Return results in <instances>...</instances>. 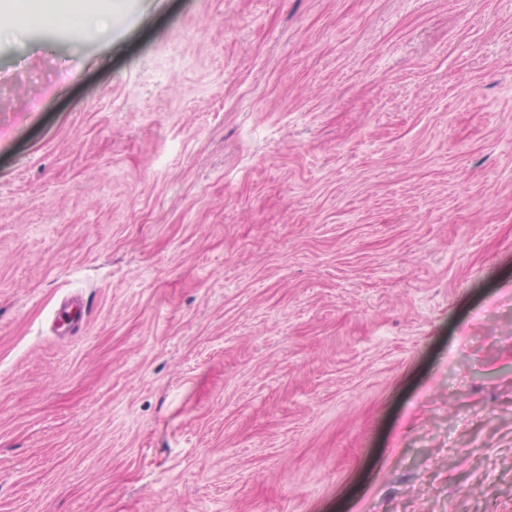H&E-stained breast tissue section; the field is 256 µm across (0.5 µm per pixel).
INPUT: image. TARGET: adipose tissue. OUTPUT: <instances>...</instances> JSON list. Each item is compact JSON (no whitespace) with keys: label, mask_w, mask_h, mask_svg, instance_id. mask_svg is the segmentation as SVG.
I'll use <instances>...</instances> for the list:
<instances>
[{"label":"adipose tissue","mask_w":512,"mask_h":512,"mask_svg":"<svg viewBox=\"0 0 512 512\" xmlns=\"http://www.w3.org/2000/svg\"><path fill=\"white\" fill-rule=\"evenodd\" d=\"M86 0H10L0 6V30L18 25L20 19L67 29L73 37H81L90 20Z\"/></svg>","instance_id":"adipose-tissue-1"}]
</instances>
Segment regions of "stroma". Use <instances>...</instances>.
Masks as SVG:
<instances>
[{"instance_id":"1","label":"stroma","mask_w":512,"mask_h":512,"mask_svg":"<svg viewBox=\"0 0 512 512\" xmlns=\"http://www.w3.org/2000/svg\"><path fill=\"white\" fill-rule=\"evenodd\" d=\"M88 5L0 34V512H512V0Z\"/></svg>"}]
</instances>
